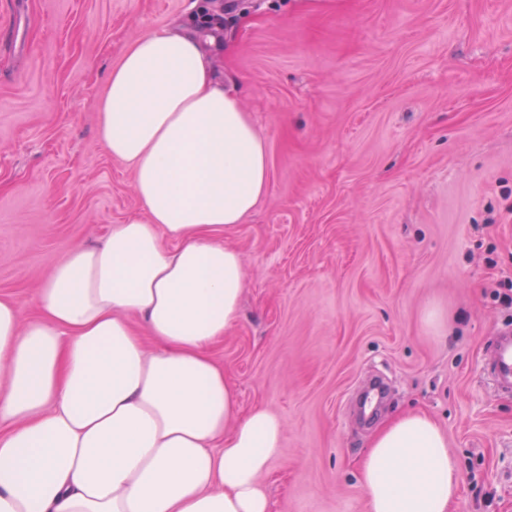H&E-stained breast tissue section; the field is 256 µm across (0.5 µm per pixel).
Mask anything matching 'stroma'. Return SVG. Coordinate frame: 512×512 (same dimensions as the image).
<instances>
[{"instance_id": "35a3bbf8", "label": "stroma", "mask_w": 512, "mask_h": 512, "mask_svg": "<svg viewBox=\"0 0 512 512\" xmlns=\"http://www.w3.org/2000/svg\"><path fill=\"white\" fill-rule=\"evenodd\" d=\"M193 2L0 0V295L27 316L71 249L139 213L99 100ZM209 2L271 181L225 236L245 287L208 352L242 410L283 421L271 512H368L358 463L408 409L448 437L458 512H512V393L483 371L512 328V0ZM373 370L391 393L362 427Z\"/></svg>"}]
</instances>
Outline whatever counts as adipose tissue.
<instances>
[{
	"mask_svg": "<svg viewBox=\"0 0 512 512\" xmlns=\"http://www.w3.org/2000/svg\"><path fill=\"white\" fill-rule=\"evenodd\" d=\"M214 43L181 24L123 50L99 125L143 213L69 252L37 317L0 296V512H271L262 478L283 422L242 412L207 352L244 290L224 234L271 177L265 137L214 74ZM359 476L368 512H457L458 463L424 412L379 427Z\"/></svg>",
	"mask_w": 512,
	"mask_h": 512,
	"instance_id": "adipose-tissue-1",
	"label": "adipose tissue"
}]
</instances>
